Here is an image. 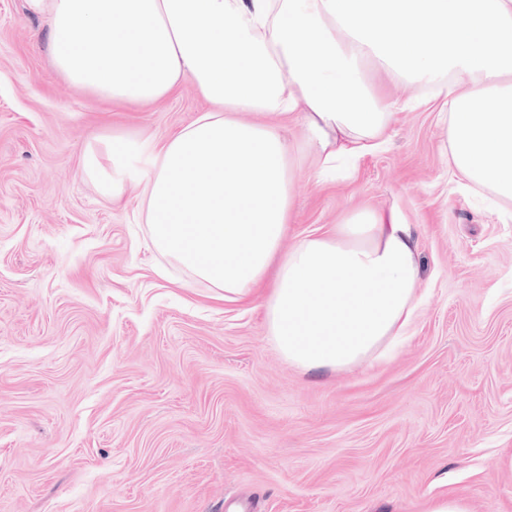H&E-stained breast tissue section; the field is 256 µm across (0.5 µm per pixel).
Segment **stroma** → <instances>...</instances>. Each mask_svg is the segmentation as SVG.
Listing matches in <instances>:
<instances>
[{"mask_svg":"<svg viewBox=\"0 0 512 512\" xmlns=\"http://www.w3.org/2000/svg\"><path fill=\"white\" fill-rule=\"evenodd\" d=\"M383 89L403 105L385 145L328 176L307 156L279 251L392 210L424 299L403 341L306 372L262 308L154 249L141 182L113 201L81 170L90 141L163 138L208 102L103 101L0 0V512H426L444 491L512 512V203L451 171L441 102Z\"/></svg>","mask_w":512,"mask_h":512,"instance_id":"obj_1","label":"stroma"}]
</instances>
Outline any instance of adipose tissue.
I'll return each mask as SVG.
<instances>
[{"instance_id":"ef3b65f1","label":"adipose tissue","mask_w":512,"mask_h":512,"mask_svg":"<svg viewBox=\"0 0 512 512\" xmlns=\"http://www.w3.org/2000/svg\"><path fill=\"white\" fill-rule=\"evenodd\" d=\"M49 21L57 72L112 102L182 84L206 112L142 140L155 249L227 301L258 300L289 363L339 370L404 336L420 268L410 225L358 209L333 233L279 246L307 154L320 170L384 141L399 105L375 75L444 98L450 167L512 202V0H26ZM302 113L288 142L280 118ZM129 142L88 145L84 173L112 198L132 177Z\"/></svg>"}]
</instances>
